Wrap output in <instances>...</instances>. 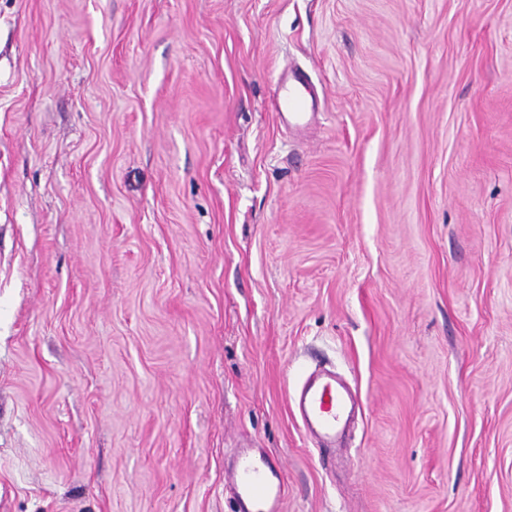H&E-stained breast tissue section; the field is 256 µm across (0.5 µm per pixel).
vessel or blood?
Returning a JSON list of instances; mask_svg holds the SVG:
<instances>
[{
  "mask_svg": "<svg viewBox=\"0 0 512 512\" xmlns=\"http://www.w3.org/2000/svg\"><path fill=\"white\" fill-rule=\"evenodd\" d=\"M303 75L283 70L277 81L275 112L287 127H306L315 112L309 106ZM305 429L324 444H334L343 430L354 399L335 375L325 374L305 382L292 399ZM229 481L234 490V512H282L285 496L283 468L260 448L239 451Z\"/></svg>",
  "mask_w": 512,
  "mask_h": 512,
  "instance_id": "obj_1",
  "label": "vessel or blood"
}]
</instances>
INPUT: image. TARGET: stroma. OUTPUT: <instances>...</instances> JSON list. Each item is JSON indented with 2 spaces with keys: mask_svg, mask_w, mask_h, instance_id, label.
<instances>
[{
  "mask_svg": "<svg viewBox=\"0 0 512 512\" xmlns=\"http://www.w3.org/2000/svg\"><path fill=\"white\" fill-rule=\"evenodd\" d=\"M242 447L283 512H512V0H0V512H232ZM306 78L288 68L283 70L277 81L275 112L285 127L304 128L315 117L305 95ZM292 403L305 429L324 444L332 445L348 420L354 399L335 375L324 374L314 381L307 380Z\"/></svg>",
  "mask_w": 512,
  "mask_h": 512,
  "instance_id": "35a3bbf8",
  "label": "stroma"
}]
</instances>
